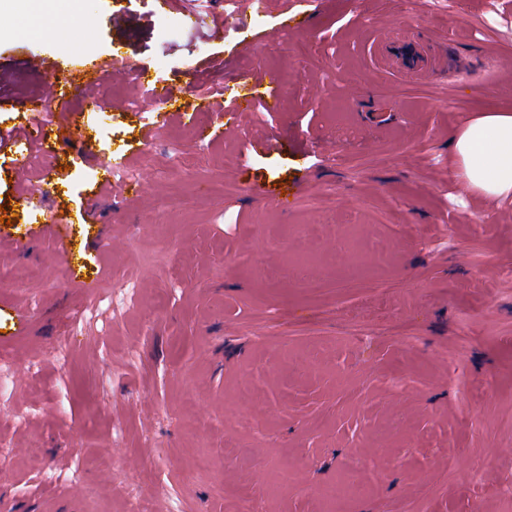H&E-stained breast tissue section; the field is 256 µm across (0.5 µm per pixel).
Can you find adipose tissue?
I'll use <instances>...</instances> for the list:
<instances>
[{
	"mask_svg": "<svg viewBox=\"0 0 512 512\" xmlns=\"http://www.w3.org/2000/svg\"><path fill=\"white\" fill-rule=\"evenodd\" d=\"M457 177L472 196L499 198L512 193V113L485 112L467 123L454 140Z\"/></svg>",
	"mask_w": 512,
	"mask_h": 512,
	"instance_id": "ef3b65f1",
	"label": "adipose tissue"
}]
</instances>
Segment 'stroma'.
Masks as SVG:
<instances>
[{
	"label": "stroma",
	"instance_id": "1",
	"mask_svg": "<svg viewBox=\"0 0 512 512\" xmlns=\"http://www.w3.org/2000/svg\"><path fill=\"white\" fill-rule=\"evenodd\" d=\"M29 8L0 0V132L77 45L164 63L182 113L124 73L72 89L56 158L0 156V512H125L134 488L148 512H512V197L467 198L449 147L512 110V0H223L219 35L162 33L151 0ZM448 31L465 74L375 69L376 36ZM111 156L129 178L103 193ZM300 252L310 275L281 278Z\"/></svg>",
	"mask_w": 512,
	"mask_h": 512
}]
</instances>
